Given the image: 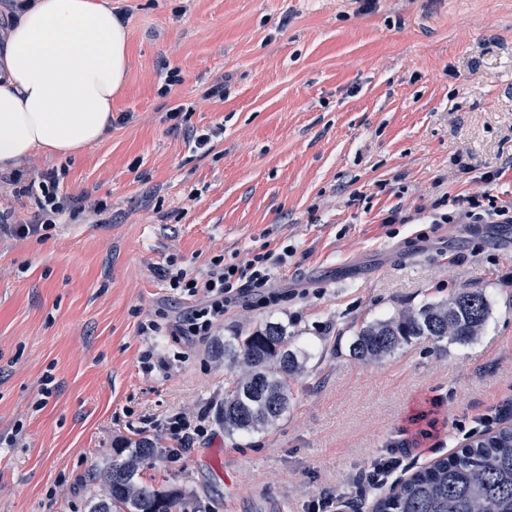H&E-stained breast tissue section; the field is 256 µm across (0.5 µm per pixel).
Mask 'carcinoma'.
Returning <instances> with one entry per match:
<instances>
[{
  "mask_svg": "<svg viewBox=\"0 0 512 512\" xmlns=\"http://www.w3.org/2000/svg\"><path fill=\"white\" fill-rule=\"evenodd\" d=\"M490 310L483 292L463 291L448 301L362 325L351 351L372 362L395 354L413 338L465 344L480 335ZM290 343L285 326L269 321L215 344L213 356L224 360L231 373L215 410L225 435L269 430L288 413L292 384L308 359ZM158 458L156 442L148 437L116 441L112 460L85 477V486H97L86 499L87 512H186L183 490H159L143 481V470ZM375 512H512V426L416 471L397 490L383 494Z\"/></svg>",
  "mask_w": 512,
  "mask_h": 512,
  "instance_id": "obj_1",
  "label": "carcinoma"
}]
</instances>
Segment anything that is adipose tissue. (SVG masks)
<instances>
[{
  "label": "adipose tissue",
  "mask_w": 512,
  "mask_h": 512,
  "mask_svg": "<svg viewBox=\"0 0 512 512\" xmlns=\"http://www.w3.org/2000/svg\"><path fill=\"white\" fill-rule=\"evenodd\" d=\"M127 44L103 0H35L0 51V168L101 142L127 82Z\"/></svg>",
  "instance_id": "obj_1"
}]
</instances>
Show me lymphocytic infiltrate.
<instances>
[{"instance_id":"obj_1","label":"lymphocytic infiltrate","mask_w":512,"mask_h":512,"mask_svg":"<svg viewBox=\"0 0 512 512\" xmlns=\"http://www.w3.org/2000/svg\"><path fill=\"white\" fill-rule=\"evenodd\" d=\"M57 169L38 170L30 179H23L21 170L0 172V184L17 187L19 195L29 199L33 212L23 221L16 220L12 211H0V234L24 239L41 237L43 231L62 223L65 216L85 215L96 221L107 209L106 203L83 192L73 195L61 188ZM434 224H511L512 203L498 202L487 193H475L458 200L452 212L442 211L440 203H433L429 214ZM290 249H283L279 257L256 252L245 265L225 262L223 257L211 259L202 276H187L184 270H166L164 278L176 296L187 299L181 310L158 312L156 318L141 322L142 336L167 334L186 341L214 335L224 320L225 312L250 297L260 296L270 304L285 299V292L274 287L276 269L285 264ZM209 416L201 411L195 414L175 412L163 421L160 431L163 439L185 444L206 435Z\"/></svg>"}]
</instances>
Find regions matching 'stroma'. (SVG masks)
I'll return each instance as SVG.
<instances>
[{
	"mask_svg": "<svg viewBox=\"0 0 512 512\" xmlns=\"http://www.w3.org/2000/svg\"><path fill=\"white\" fill-rule=\"evenodd\" d=\"M105 2L131 10L112 102L131 118L29 161L109 209L42 240L0 236V512H85L82 482L113 441L214 408L229 372L213 340L269 320L309 354L288 413L246 439L210 424L144 480L203 512H310L321 497L371 512L378 494L358 481L375 461L399 459L403 478L512 418V230L417 216L442 196L512 202V0ZM219 78L223 100L201 103ZM261 247L292 248L275 282L289 298L231 308L194 345L156 337L169 367L144 370L139 322L181 305L168 264L198 276ZM474 289L491 305L476 340L352 356L362 324Z\"/></svg>",
	"mask_w": 512,
	"mask_h": 512,
	"instance_id": "35a3bbf8",
	"label": "stroma"
}]
</instances>
